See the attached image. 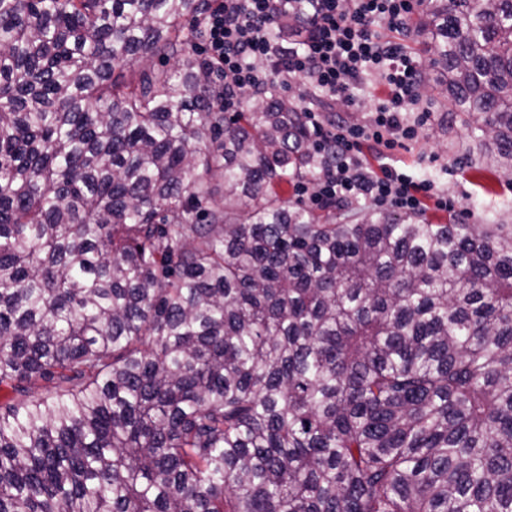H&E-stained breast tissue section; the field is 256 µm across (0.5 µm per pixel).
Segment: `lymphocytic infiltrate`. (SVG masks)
Listing matches in <instances>:
<instances>
[{
  "label": "lymphocytic infiltrate",
  "mask_w": 512,
  "mask_h": 512,
  "mask_svg": "<svg viewBox=\"0 0 512 512\" xmlns=\"http://www.w3.org/2000/svg\"><path fill=\"white\" fill-rule=\"evenodd\" d=\"M200 28L202 52L224 87V108L240 110L243 95L273 82L300 83L314 97L356 98L369 82L382 85L372 114L320 120L312 99H300L316 153L327 167L301 183L308 207L364 201L380 210L417 213L426 201L454 210L434 181L391 163L410 149L432 116L421 103L422 65L377 29L408 31L418 0H208Z\"/></svg>",
  "instance_id": "f902f5d3"
}]
</instances>
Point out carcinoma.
<instances>
[{
	"label": "carcinoma",
	"instance_id": "carcinoma-1",
	"mask_svg": "<svg viewBox=\"0 0 512 512\" xmlns=\"http://www.w3.org/2000/svg\"><path fill=\"white\" fill-rule=\"evenodd\" d=\"M512 175V0H420ZM207 0H0V512H512V224L336 220ZM174 59L172 69L148 64Z\"/></svg>",
	"mask_w": 512,
	"mask_h": 512
}]
</instances>
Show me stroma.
<instances>
[{
    "label": "stroma",
    "instance_id": "obj_1",
    "mask_svg": "<svg viewBox=\"0 0 512 512\" xmlns=\"http://www.w3.org/2000/svg\"><path fill=\"white\" fill-rule=\"evenodd\" d=\"M435 77V72L425 71L421 95L433 101L436 119L421 132L411 152L395 155V165L433 179L455 199L452 212L428 206L424 215L431 222H455L460 211L470 209L480 212L483 223L512 224V177L478 168V139L455 119L456 108L443 90L435 88Z\"/></svg>",
    "mask_w": 512,
    "mask_h": 512
}]
</instances>
